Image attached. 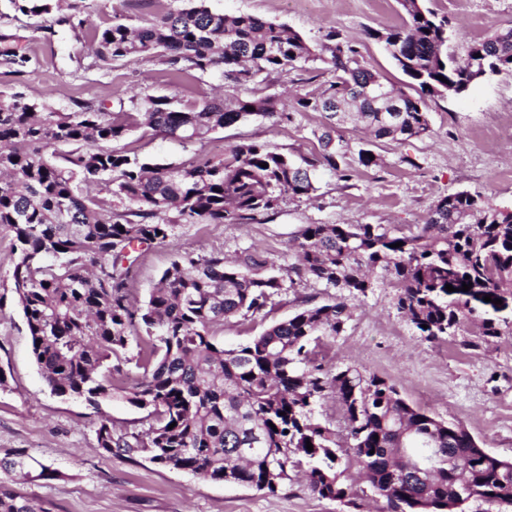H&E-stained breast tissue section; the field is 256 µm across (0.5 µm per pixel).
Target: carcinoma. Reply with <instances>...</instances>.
Wrapping results in <instances>:
<instances>
[{
	"instance_id": "carcinoma-1",
	"label": "carcinoma",
	"mask_w": 512,
	"mask_h": 512,
	"mask_svg": "<svg viewBox=\"0 0 512 512\" xmlns=\"http://www.w3.org/2000/svg\"><path fill=\"white\" fill-rule=\"evenodd\" d=\"M173 2L137 28L113 21L96 37V57L108 64L158 56L173 74L215 73L241 88L263 73L286 75L312 56L283 25L215 12L205 0ZM11 3L23 15L46 17L63 0ZM401 6L402 25L369 36L384 42L416 95L387 84V96L365 92L379 74L359 62L355 47L337 43L326 47L333 80L317 96L298 97V107L324 112L339 102L343 112L329 118L350 119L376 140L407 141L429 131L425 96L468 80L472 64L512 68V27H493L472 42L461 65L448 51L446 21L413 2ZM15 41L0 30V64L18 72L29 57ZM252 115H278L276 99L252 87L232 108L216 98L186 106L174 96L148 97L118 122L90 103L57 112L18 93L0 94V226L12 234V288L42 378L54 393L95 407L117 396L149 409V429L131 441L100 421L98 444L109 454L140 448L173 469L218 482L229 470L234 482L268 493L304 464L313 494L343 501L352 496L339 455L345 447L390 512H512V465L479 452L461 423L409 404L376 375L351 366L326 371L311 358L323 339L344 332L350 301L375 287L369 272L377 267L394 277L396 310L425 340L454 336L467 323L479 325L485 342L512 335V308L492 303L512 294L511 210L462 191L439 200L416 235L395 236L373 224H305L295 239L299 265L288 274L339 294L236 347H224L213 327L260 314L284 288L259 253L234 262L219 254L175 260L148 301L133 304L129 270L118 262L134 246L165 242L174 228L170 212L186 224L250 220L287 193L313 191L309 167L349 177L328 131L304 168L256 142L178 165L110 147L137 128L202 143ZM56 145L69 150L50 151ZM91 186L122 209L103 205ZM397 242L402 246L393 247ZM133 341L143 373L127 386L114 377ZM328 395L343 407L342 437L314 417L315 404ZM412 460L428 472L415 471ZM0 512L51 509L0 488Z\"/></svg>"
}]
</instances>
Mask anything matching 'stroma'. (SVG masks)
I'll return each mask as SVG.
<instances>
[{"label": "stroma", "mask_w": 512, "mask_h": 512, "mask_svg": "<svg viewBox=\"0 0 512 512\" xmlns=\"http://www.w3.org/2000/svg\"><path fill=\"white\" fill-rule=\"evenodd\" d=\"M215 11L253 15L299 34L314 50L288 75L270 74L260 94L277 97L287 119L251 116L217 130L209 140L188 144L133 130L114 145L142 160L181 164L219 155L234 146L260 142L293 159L310 156L324 130V113L298 109L297 96L318 94L333 74L326 62L327 35L338 32L355 46L364 62L386 82L402 86L407 78L372 30L402 23L398 0H206ZM448 21V46L463 52L491 27H512V0H423ZM168 0L141 8L136 0H90L80 13L60 9L50 17L13 15L9 0L0 14L10 15V32L30 61L22 74L0 67V92L22 93L29 102L59 112L78 111L90 102L107 112H128L148 96L174 95L192 104L214 94L231 101L236 90L221 86L218 75L196 71L172 76L158 58L97 60L96 33L114 17L137 27L146 13L168 10ZM430 131L406 142L377 141L352 125L338 126L333 144L341 165L352 173L342 180L325 166L314 171L310 196L284 195L278 206L239 223L176 224L163 243L139 246L128 286L144 303L163 271L180 257L211 253L235 259L259 251L276 272L287 274L296 261L292 250L305 224H380L394 235L417 233L438 200L460 191L512 209V70L472 84L466 92L426 99ZM371 151L376 165H359L360 151ZM16 256L7 229L0 227V461L25 453V469L0 468V486L51 504L53 512H388L354 462H347L351 503L311 493L302 474L291 473L273 494L245 485L207 481L152 462L148 453H106L96 430L109 419L117 433L147 430L145 410L115 398L91 406L51 393L32 354L23 315L12 294ZM377 286L353 300L346 330L316 348L317 362L354 366L393 384L411 405L460 422L490 453L512 460V335L482 343L478 325L453 337L429 342L397 313V290L389 273L379 270ZM335 289L302 279L283 290L255 318L216 326L218 341L235 346L268 326L287 319L304 303L333 300Z\"/></svg>", "instance_id": "stroma-1"}]
</instances>
